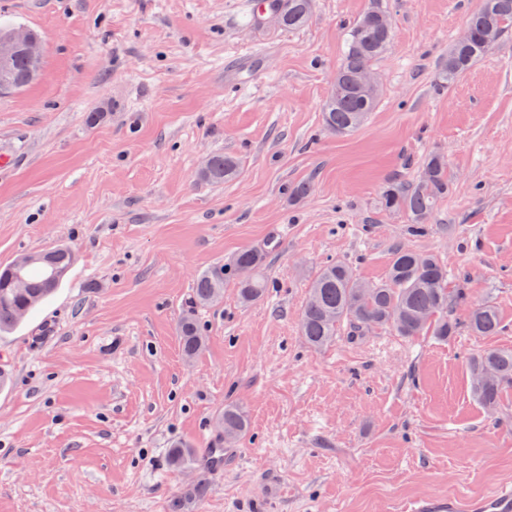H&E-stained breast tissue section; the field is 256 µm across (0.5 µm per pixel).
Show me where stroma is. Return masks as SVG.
<instances>
[{
  "label": "stroma",
  "mask_w": 512,
  "mask_h": 512,
  "mask_svg": "<svg viewBox=\"0 0 512 512\" xmlns=\"http://www.w3.org/2000/svg\"><path fill=\"white\" fill-rule=\"evenodd\" d=\"M393 40L378 107L355 131L322 123L347 27L368 0H312L305 27L250 22V0H0V23L38 33L43 67L0 92V267L64 244L68 281L0 335V512H401L424 496L512 486V388L498 413L467 362L512 348V37L452 88L435 76L482 0H385ZM99 113L89 122L91 113ZM236 178L205 180L213 154ZM432 153L454 185L424 236L380 207ZM306 182L303 198L289 194ZM433 252L448 286L501 316L448 341L388 331L310 349L300 317L317 268L385 276L396 248ZM270 288L210 305L196 278L244 250ZM205 346L186 361L178 322ZM232 403L248 434L228 448ZM224 465L172 470L175 442ZM208 493V484L203 480H197L189 485L179 496L171 501V512H183L187 500L204 498Z\"/></svg>",
  "instance_id": "obj_1"
}]
</instances>
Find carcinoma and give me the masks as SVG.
I'll return each instance as SVG.
<instances>
[{
	"label": "carcinoma",
	"instance_id": "1",
	"mask_svg": "<svg viewBox=\"0 0 512 512\" xmlns=\"http://www.w3.org/2000/svg\"><path fill=\"white\" fill-rule=\"evenodd\" d=\"M266 9L280 12V25L288 29L303 26L309 17L310 0H262ZM388 16L381 0L370 5L350 29L347 48L336 73L334 89L324 105L322 121L336 134H347L358 127L362 117L378 106L381 91H360L352 80L360 69L373 68L387 51L392 34L385 31L381 17ZM512 33V0H482L481 7L466 23V36L456 37L448 48L436 83L452 85L481 60L505 35ZM9 80L19 91L33 83L28 58L17 55L11 64ZM237 163L222 154L210 158L202 172L208 181H222L235 176ZM451 177L448 159L442 154L425 158L417 177L410 182H389L381 193V206L407 216L411 232L419 236L438 201L448 195ZM49 262L20 265L14 262L0 267V334L17 327L20 312L30 314L40 303L61 287L74 264L72 251L58 245L45 250ZM263 256L252 250L234 259L239 295L251 303L264 297L268 288L263 273ZM225 268L212 267L202 272L194 286L198 305H207L212 297L224 292ZM23 278L28 288L17 292L14 280ZM468 303L462 291L448 288V268L433 254L409 249L393 253L388 271L378 282H364L355 277L343 261L323 265L316 273L301 313L300 330L306 344L321 349L336 340L341 330L363 333L389 329L398 336L415 339L424 334L446 341L457 331L453 309ZM501 327L496 307L488 302L469 303L468 328L477 337L492 336ZM182 354L194 358L204 344L196 322L184 319L178 326ZM473 396L489 412L500 408L503 392L512 386V349L478 351L469 361ZM218 422L224 428V443L234 444L248 431L249 422L237 406H224ZM170 466L180 469L197 464L196 452L187 444L169 450ZM208 484L197 480L171 501V512H184L185 502L204 498Z\"/></svg>",
	"mask_w": 512,
	"mask_h": 512
}]
</instances>
